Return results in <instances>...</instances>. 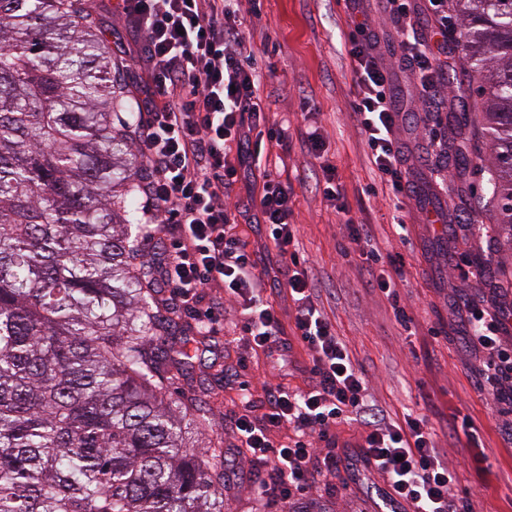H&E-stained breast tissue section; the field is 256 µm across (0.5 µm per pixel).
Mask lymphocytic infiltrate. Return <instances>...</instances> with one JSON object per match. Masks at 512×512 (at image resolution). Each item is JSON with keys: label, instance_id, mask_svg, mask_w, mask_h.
Listing matches in <instances>:
<instances>
[{"label": "lymphocytic infiltrate", "instance_id": "f902f5d3", "mask_svg": "<svg viewBox=\"0 0 512 512\" xmlns=\"http://www.w3.org/2000/svg\"><path fill=\"white\" fill-rule=\"evenodd\" d=\"M435 41L417 38L408 0H389L388 14L403 36L399 68L418 86L420 111H441L435 96L448 43V0H429ZM139 42L149 76L135 144L151 176L141 186L144 239L162 237L161 278L174 303L191 314L203 336L221 318L240 322L255 353L302 350L303 385L238 383L233 412L236 446L261 461L254 475L259 498L282 512H305L317 481L332 483L362 464L386 485L385 507L400 512H475L472 489L436 448L425 420H387L373 404L364 369L318 302L310 260L289 224L294 191L275 177L270 160L288 146L287 122L270 119L239 0H115ZM345 41L357 88L351 104L382 183L411 197L404 179L402 132L407 113L391 95L392 71L381 61L379 37L356 0L349 4ZM251 164L252 203L261 219V247L250 248L234 222L229 189ZM286 295L288 318L271 298ZM504 309L469 314L468 341L485 350L479 383L491 392L499 419H512V340L502 337ZM360 425L353 445L338 441L341 425Z\"/></svg>", "mask_w": 512, "mask_h": 512}]
</instances>
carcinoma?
<instances>
[{"mask_svg":"<svg viewBox=\"0 0 512 512\" xmlns=\"http://www.w3.org/2000/svg\"><path fill=\"white\" fill-rule=\"evenodd\" d=\"M455 2L512 229V0ZM136 111L89 0H0V512H224L211 408L166 385L212 339L137 266Z\"/></svg>","mask_w":512,"mask_h":512,"instance_id":"1","label":"carcinoma"}]
</instances>
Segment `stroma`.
I'll use <instances>...</instances> for the list:
<instances>
[{
  "instance_id": "stroma-1",
  "label": "stroma",
  "mask_w": 512,
  "mask_h": 512,
  "mask_svg": "<svg viewBox=\"0 0 512 512\" xmlns=\"http://www.w3.org/2000/svg\"><path fill=\"white\" fill-rule=\"evenodd\" d=\"M113 0H97L95 12L111 43L122 78L142 96L146 78L134 60L137 38ZM261 19L246 29L263 74L260 92L274 113L288 115V152L273 166L275 177L294 188L289 220L318 280L324 311L336 333L363 366L380 409L394 419L425 418L456 465L462 484L483 489L480 512H512V428L495 418L497 403L479 390L473 372L477 353L466 340L468 310L496 301L512 305V234L496 223L487 191L491 141L482 100L467 80L442 88L449 111L464 118L415 129L408 119L403 140L410 161L407 178L414 197L398 207L376 175L357 116L350 108L356 86L344 47L349 10L344 0H263ZM319 130L328 145L316 159L301 141ZM471 165L460 171L458 160ZM336 168L345 212L326 203L316 189L323 163ZM368 225L369 240L352 238L346 220ZM373 245L399 256L393 267L368 266L361 252ZM349 259H341L340 249ZM393 276L413 321L402 327L387 297L377 289L380 274ZM243 343L223 350L218 365L194 366L192 379L212 408L211 424L224 437L226 512H281L257 502L251 467L235 457L231 410L236 392L224 376L263 378L274 359L245 357ZM468 416L474 442L456 439L450 425ZM382 483L365 476L349 488L319 493L318 512H377Z\"/></svg>"
}]
</instances>
